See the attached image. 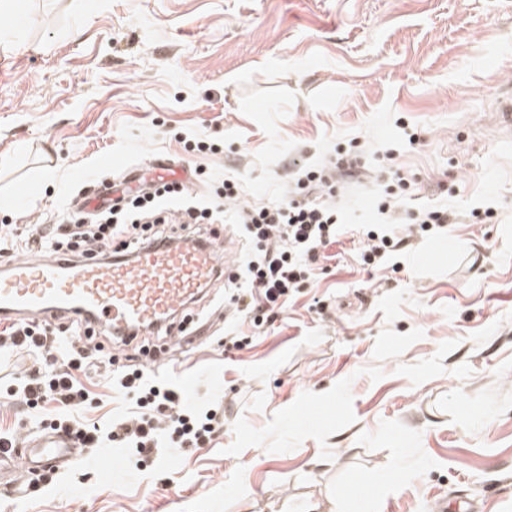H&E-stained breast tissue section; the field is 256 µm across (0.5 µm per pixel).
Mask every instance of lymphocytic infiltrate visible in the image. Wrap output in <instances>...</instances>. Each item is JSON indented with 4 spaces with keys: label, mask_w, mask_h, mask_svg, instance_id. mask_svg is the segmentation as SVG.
Masks as SVG:
<instances>
[{
    "label": "lymphocytic infiltrate",
    "mask_w": 512,
    "mask_h": 512,
    "mask_svg": "<svg viewBox=\"0 0 512 512\" xmlns=\"http://www.w3.org/2000/svg\"><path fill=\"white\" fill-rule=\"evenodd\" d=\"M351 174V167L307 168L297 187L261 204H240L241 185L235 175H225L220 189L207 201L189 198L174 182H153L143 192L121 204L88 216H74L44 227L33 224L21 234H0V258L19 253L82 256L91 251L100 258L131 254L148 241L184 242L187 229L221 221L240 225L248 254L238 273L227 277L229 302L253 321L274 320L290 296L311 277L321 249L340 234V210L332 198H322L333 172ZM458 212L427 207L400 215L395 197L387 195L377 205L373 229L367 230L360 259L364 265L383 264L392 253L407 245L415 231H444L458 222ZM69 339L58 351L60 336ZM92 335H81L77 324L63 322L56 328L17 321L0 331V348L26 350L41 355L42 365L20 383L21 402L36 406L56 403L64 418L54 425L75 437L85 448L116 444L149 458L179 448H200L224 427V404L205 400L186 402L177 388L150 380L142 367L112 378V385L133 396L136 408L103 425L70 417L82 408L89 393L77 378L95 359Z\"/></svg>",
    "instance_id": "obj_1"
}]
</instances>
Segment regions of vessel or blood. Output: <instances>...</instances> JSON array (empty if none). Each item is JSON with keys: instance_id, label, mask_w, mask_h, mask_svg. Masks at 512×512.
Wrapping results in <instances>:
<instances>
[{"instance_id": "obj_1", "label": "vessel or blood", "mask_w": 512, "mask_h": 512, "mask_svg": "<svg viewBox=\"0 0 512 512\" xmlns=\"http://www.w3.org/2000/svg\"><path fill=\"white\" fill-rule=\"evenodd\" d=\"M222 269L217 248L197 241L146 245L129 259L16 257L0 265V319L65 315L117 337L137 335L173 321ZM74 446L65 432L45 430L0 459H20L35 474L58 467Z\"/></svg>"}]
</instances>
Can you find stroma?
<instances>
[{
  "label": "stroma",
  "instance_id": "stroma-1",
  "mask_svg": "<svg viewBox=\"0 0 512 512\" xmlns=\"http://www.w3.org/2000/svg\"><path fill=\"white\" fill-rule=\"evenodd\" d=\"M0 11V225L54 224L78 193L157 157L232 172L247 201L291 186L288 163L354 151L346 230L271 323L189 304L198 342L157 339L152 378L223 399L212 441L136 464L85 448L49 486L0 470V512H424L467 498L512 512V146L491 120L512 94V0H16ZM196 132L215 152L184 146ZM417 133L408 143V133ZM400 207L490 205V224L414 237L400 270L364 267L378 166ZM241 348L223 347L226 325ZM0 352V433L41 430L8 396L36 368ZM99 359L80 374L103 423L129 402Z\"/></svg>",
  "mask_w": 512,
  "mask_h": 512
}]
</instances>
